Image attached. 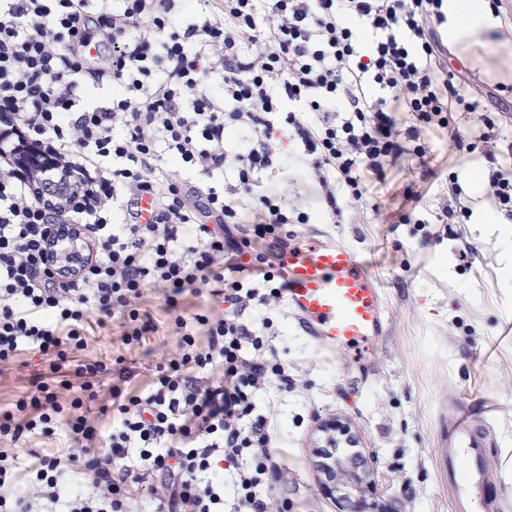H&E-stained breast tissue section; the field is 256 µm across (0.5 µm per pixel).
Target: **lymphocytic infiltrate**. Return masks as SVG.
<instances>
[{
	"instance_id": "lymphocytic-infiltrate-1",
	"label": "lymphocytic infiltrate",
	"mask_w": 512,
	"mask_h": 512,
	"mask_svg": "<svg viewBox=\"0 0 512 512\" xmlns=\"http://www.w3.org/2000/svg\"><path fill=\"white\" fill-rule=\"evenodd\" d=\"M446 20L444 0H0V380L29 372L0 408V512H270L278 443L257 399L294 379L268 322L243 315L282 295L256 243L309 217L258 176L292 143L336 219L368 176L426 160V131L478 109ZM90 83L113 87L107 104L86 102ZM12 136L77 187L66 206L35 190ZM229 163L236 183H214ZM52 223L94 245L75 275L50 267ZM205 288L226 309L186 314ZM113 323L123 346L162 331L176 350L135 376L87 352Z\"/></svg>"
}]
</instances>
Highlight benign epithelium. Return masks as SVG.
<instances>
[{
    "mask_svg": "<svg viewBox=\"0 0 512 512\" xmlns=\"http://www.w3.org/2000/svg\"><path fill=\"white\" fill-rule=\"evenodd\" d=\"M51 244L55 270L69 275L87 260L89 241L78 224L52 226ZM322 445L317 447L315 468L325 476L321 491L337 501L339 512H405L402 503L389 504L373 492L366 461L345 456L341 445L356 446L357 440L343 421L331 418L320 427Z\"/></svg>",
    "mask_w": 512,
    "mask_h": 512,
    "instance_id": "1",
    "label": "benign epithelium"
}]
</instances>
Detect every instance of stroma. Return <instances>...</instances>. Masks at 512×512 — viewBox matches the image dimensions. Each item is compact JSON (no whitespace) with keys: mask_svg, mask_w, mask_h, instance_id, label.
Here are the masks:
<instances>
[{"mask_svg":"<svg viewBox=\"0 0 512 512\" xmlns=\"http://www.w3.org/2000/svg\"><path fill=\"white\" fill-rule=\"evenodd\" d=\"M449 51V68L467 69L474 99L496 106L493 87L512 86V23L499 22L492 35ZM497 118L502 137L494 155L457 149L435 132L428 163L413 159L388 168L385 183L370 181L367 197L380 203V218L355 203L342 222L327 223L315 183L299 166L289 168L288 205L309 215L308 223L288 225L289 235L321 232L362 252L383 285L388 321L364 375L349 351L324 349L307 336L284 300L251 309L271 322L270 345L295 379L294 389L269 388L258 404L280 435V467L269 475L272 512H337L320 493L313 466L317 426L332 417L350 424L355 452L366 458L381 497L403 503L406 512H453L442 459L457 413L475 419L484 434L495 512H512V476L501 456L512 437V286L501 275L502 227L474 215L457 224L434 221L457 199L447 175H455L458 199L470 207L472 183L487 187L489 172L512 159V102ZM409 186L421 193L419 204L408 202ZM410 210L418 223L384 219ZM119 334L115 326L95 333L90 353H122L144 368L174 347L156 336L148 350L126 349Z\"/></svg>","mask_w":512,"mask_h":512,"instance_id":"stroma-1","label":"stroma"}]
</instances>
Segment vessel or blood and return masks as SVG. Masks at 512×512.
<instances>
[{"instance_id": "obj_1", "label": "vessel or blood", "mask_w": 512, "mask_h": 512, "mask_svg": "<svg viewBox=\"0 0 512 512\" xmlns=\"http://www.w3.org/2000/svg\"><path fill=\"white\" fill-rule=\"evenodd\" d=\"M274 275L284 286L287 306L323 346L355 352L381 336L386 323L383 294L351 245L308 237L280 255ZM482 457V433L470 417H456L446 463L448 483L458 489L457 512H491L494 506Z\"/></svg>"}]
</instances>
